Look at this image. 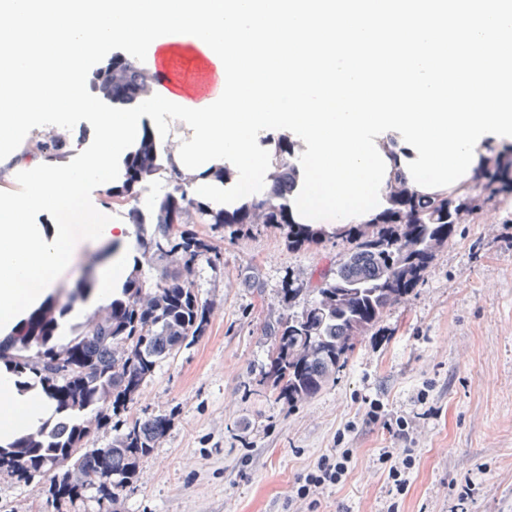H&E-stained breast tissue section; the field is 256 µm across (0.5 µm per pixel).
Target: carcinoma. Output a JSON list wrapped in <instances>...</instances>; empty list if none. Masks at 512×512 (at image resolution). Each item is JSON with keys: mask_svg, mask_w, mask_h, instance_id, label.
<instances>
[{"mask_svg": "<svg viewBox=\"0 0 512 512\" xmlns=\"http://www.w3.org/2000/svg\"><path fill=\"white\" fill-rule=\"evenodd\" d=\"M151 82V73L126 57L98 83V92L104 97L123 87L137 100ZM271 141V189L224 210L201 202L194 178L164 163L149 136H144L137 154L125 157V168L131 159L137 160V176L124 175L122 184L112 188V197L130 202L139 184L161 173L172 182V190L159 201L153 224H144L137 207L128 209L141 257L134 258L132 271L113 289L104 313L75 326L65 347L50 345L59 319L91 293L94 278H85L70 289L56 315L32 320L25 333L0 340V361L20 375H34L58 414L49 430L0 448V471L29 481L49 473L55 462L69 460L61 477L51 480L55 501L62 489L73 499L94 485L99 502L110 504L132 483L168 420L137 418L108 446L89 451L84 448L90 436L85 415L96 414L95 426H101L107 411L127 407L159 363L205 331L208 310L190 277L200 260L220 261L221 249L195 225H222L235 236L252 224H268L294 248L318 247L330 233L348 244L336 267L320 276L314 299L301 312L283 315L268 326L272 349L265 383L293 404L316 396L336 378L357 343L408 295L439 249L449 243L451 227L467 224L473 215L512 197V146L503 151L489 146L473 183L462 191L420 195L395 173L386 198L391 209L401 212L403 223L396 226L388 219L358 228L337 224L330 230L324 224H293L288 216L289 193L298 173L294 143L286 134ZM33 149L58 157L61 144L50 135L33 140Z\"/></svg>", "mask_w": 512, "mask_h": 512, "instance_id": "carcinoma-1", "label": "carcinoma"}]
</instances>
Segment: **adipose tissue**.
Returning a JSON list of instances; mask_svg holds the SVG:
<instances>
[{
    "label": "adipose tissue",
    "instance_id": "1",
    "mask_svg": "<svg viewBox=\"0 0 512 512\" xmlns=\"http://www.w3.org/2000/svg\"><path fill=\"white\" fill-rule=\"evenodd\" d=\"M54 417V402L0 363V446L52 423Z\"/></svg>",
    "mask_w": 512,
    "mask_h": 512
}]
</instances>
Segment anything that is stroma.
Masks as SVG:
<instances>
[{
	"label": "stroma",
	"instance_id": "obj_1",
	"mask_svg": "<svg viewBox=\"0 0 512 512\" xmlns=\"http://www.w3.org/2000/svg\"><path fill=\"white\" fill-rule=\"evenodd\" d=\"M198 230L222 253L191 278L208 308L205 332L87 442L103 448L128 422L167 418L133 483L105 510L95 490L51 505L50 477L24 484L0 472V512H386L393 501L399 512H512V206L456 225L337 379L293 406L260 381L265 328L302 311L345 243L292 250L263 224L235 238ZM252 275L258 287L247 286ZM335 448L353 451L344 481L299 496L301 478ZM386 448L412 451L404 496L378 461Z\"/></svg>",
	"mask_w": 512,
	"mask_h": 512
}]
</instances>
